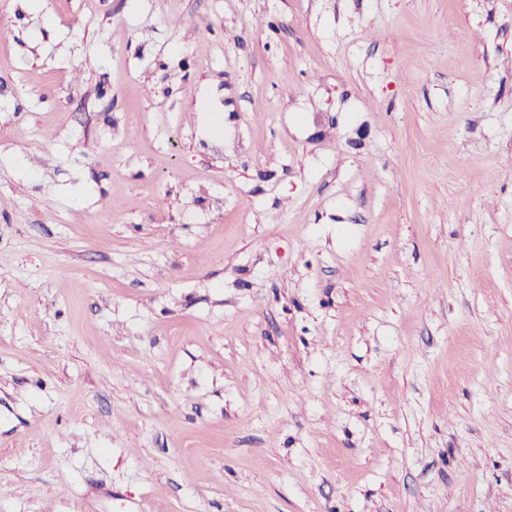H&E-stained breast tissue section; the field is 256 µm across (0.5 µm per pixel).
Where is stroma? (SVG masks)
Segmentation results:
<instances>
[{
  "instance_id": "stroma-1",
  "label": "stroma",
  "mask_w": 512,
  "mask_h": 512,
  "mask_svg": "<svg viewBox=\"0 0 512 512\" xmlns=\"http://www.w3.org/2000/svg\"><path fill=\"white\" fill-rule=\"evenodd\" d=\"M0 512H512V0H0Z\"/></svg>"
}]
</instances>
